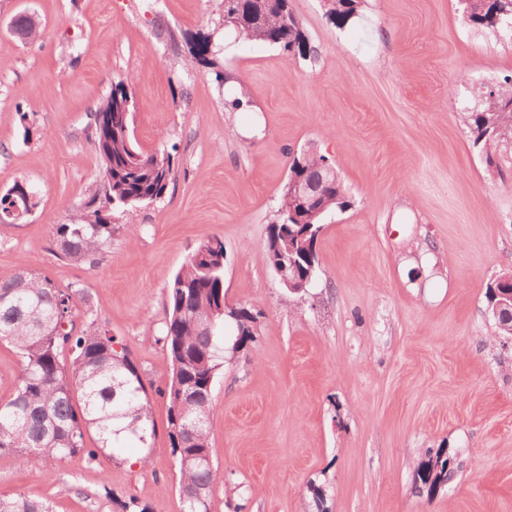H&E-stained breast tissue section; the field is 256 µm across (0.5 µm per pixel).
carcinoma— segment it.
<instances>
[{
  "instance_id": "carcinoma-1",
  "label": "carcinoma",
  "mask_w": 512,
  "mask_h": 512,
  "mask_svg": "<svg viewBox=\"0 0 512 512\" xmlns=\"http://www.w3.org/2000/svg\"><path fill=\"white\" fill-rule=\"evenodd\" d=\"M328 15L344 24L357 14L359 0H329ZM223 19L234 20V33L248 41L275 45L291 56L310 55L307 38L288 0H222ZM469 25L512 40V0H467ZM224 46L211 36L196 39L193 55L204 67L216 65ZM112 109V127L93 121L92 137L101 174L112 173V187L97 186L88 199L58 225V254L80 264L112 244V213L160 201L172 180L169 156L146 152L132 134L135 105L122 83L95 111ZM473 145L488 148L512 141V82L488 90L469 115ZM325 161L303 151L290 159L289 177L319 180ZM336 178L321 191L315 206L288 214L287 189L277 204L280 233L267 246L269 265L292 258L301 274L317 278L316 242L325 217L343 205ZM87 301L79 288H60L35 269L0 274V342L11 344L22 370L11 398L0 403V453L17 454L33 467L77 454H98L133 445L152 448L154 423L141 374L126 348L96 321L75 327L76 302ZM166 362L171 381L169 436L179 462L183 512H210L215 479L210 457L209 407L216 376L227 355L255 341L254 316L244 306L224 301V241L211 237L197 244L166 285ZM72 358L62 360L64 351ZM94 434L96 447L85 436ZM448 479V457L439 449L422 463L417 481L435 488ZM0 512H50L48 503L22 494L0 493Z\"/></svg>"
}]
</instances>
